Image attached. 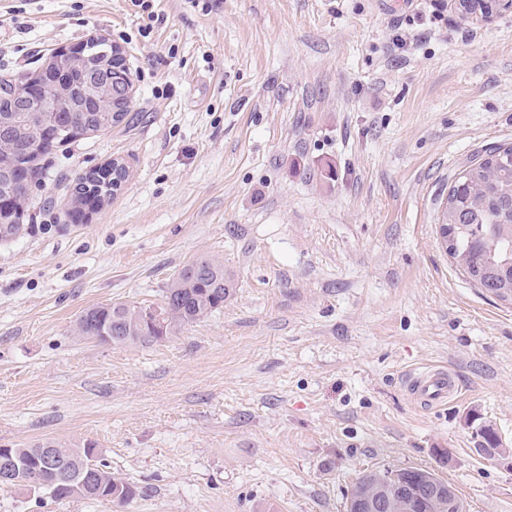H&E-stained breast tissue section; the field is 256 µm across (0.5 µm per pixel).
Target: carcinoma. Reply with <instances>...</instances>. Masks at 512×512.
<instances>
[{
  "instance_id": "obj_1",
  "label": "carcinoma",
  "mask_w": 512,
  "mask_h": 512,
  "mask_svg": "<svg viewBox=\"0 0 512 512\" xmlns=\"http://www.w3.org/2000/svg\"><path fill=\"white\" fill-rule=\"evenodd\" d=\"M454 8L463 19H489L512 8V0H454ZM15 100L0 95V121L8 127L4 143L9 154L0 162L14 166L15 185L0 190V205L10 211L0 216V241H8L19 232L20 216L14 208L18 199L28 197L33 179L41 170L39 161L53 147L64 145L84 136L108 131L129 120L130 111L64 112L58 116L44 112H15ZM68 122L79 129L70 138L54 137L56 124ZM126 168L117 173L99 169L80 175L74 181L72 205L83 201H100L112 195L118 183L125 180ZM442 224L448 226V256L474 286L496 300L512 304V143H497L486 147L480 155L462 169L448 187V196L439 205ZM233 294L230 279L224 276V265L206 258L192 273L174 278L164 291L157 308L160 317L146 319L150 305L110 303L98 305L93 311H83L76 324L83 336L112 337L114 344L152 343L175 335L183 328L199 322L224 308V301ZM56 449L55 465L37 472L41 484L39 493L52 500H64L59 487L57 470L73 476L88 463L98 473L96 483L86 486L81 498H110L127 505L138 489L112 473L92 443L82 448H67L55 441H42L11 452L26 464L40 455V449ZM383 474L388 480L389 493L406 491L407 512H444L448 495H453V512H466L457 490H448L450 483L430 469L387 466L366 472L357 478L348 497L347 512H352L354 497L360 487Z\"/></svg>"
}]
</instances>
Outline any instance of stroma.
<instances>
[{"instance_id": "35a3bbf8", "label": "stroma", "mask_w": 512, "mask_h": 512, "mask_svg": "<svg viewBox=\"0 0 512 512\" xmlns=\"http://www.w3.org/2000/svg\"><path fill=\"white\" fill-rule=\"evenodd\" d=\"M0 0V81L103 34L126 58L130 125L54 148L22 231L0 242V448L93 443L141 493L0 512H346L363 472L434 470L467 512H512V305L439 246L438 201L512 142V9L452 0ZM402 46H395V36ZM127 177L82 223L84 172ZM219 260L223 309L147 345L76 336L81 312L160 302ZM442 364L460 401L398 382ZM454 8L461 19H490L512 8L509 0H454Z\"/></svg>"}]
</instances>
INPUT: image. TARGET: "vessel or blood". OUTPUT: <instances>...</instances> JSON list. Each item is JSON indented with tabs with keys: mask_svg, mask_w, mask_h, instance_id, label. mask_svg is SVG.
<instances>
[{
	"mask_svg": "<svg viewBox=\"0 0 512 512\" xmlns=\"http://www.w3.org/2000/svg\"><path fill=\"white\" fill-rule=\"evenodd\" d=\"M401 384L418 408L429 409L457 401L461 389L446 367L425 364L403 372Z\"/></svg>",
	"mask_w": 512,
	"mask_h": 512,
	"instance_id": "obj_1",
	"label": "vessel or blood"
}]
</instances>
